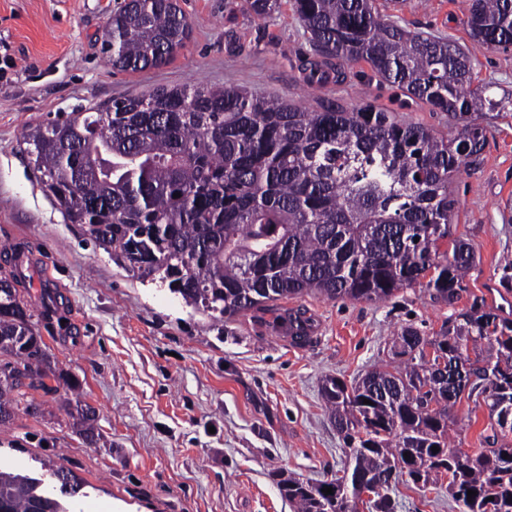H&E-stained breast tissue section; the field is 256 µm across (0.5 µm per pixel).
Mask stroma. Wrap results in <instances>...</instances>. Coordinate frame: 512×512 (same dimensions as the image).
I'll list each match as a JSON object with an SVG mask.
<instances>
[{"mask_svg": "<svg viewBox=\"0 0 512 512\" xmlns=\"http://www.w3.org/2000/svg\"><path fill=\"white\" fill-rule=\"evenodd\" d=\"M121 0H0V248L35 264L26 299L36 311L52 294L56 319L32 321L50 356L45 387L22 390L21 406L0 425V466L39 477L64 464L86 498L105 512H294L279 483L293 476L320 483L346 460L325 407L321 383L352 381L390 359L403 327L432 336L453 310L484 303L512 315V108L480 119V163L452 185L450 232L474 253L460 299L448 304L424 288L386 300L352 301L306 294L281 308L310 318V339L272 329V313L251 312L217 324L168 289L137 279L99 247L83 225L66 221L43 191L27 153L28 128L112 98L201 82L242 87L319 111L371 104L405 122L454 138L446 113L405 103L368 64L345 63L344 82L305 83L313 55L291 0L267 18L244 0H178L192 34L161 67L112 69L100 38ZM471 0H377L382 15L409 30L442 35L470 56L475 86L512 96V49L473 39L465 25ZM79 387L98 416V443L73 426L56 377ZM453 437L471 453L489 452L493 432L484 402L461 398L451 411ZM397 512H459L447 477L427 487L390 490Z\"/></svg>", "mask_w": 512, "mask_h": 512, "instance_id": "stroma-1", "label": "stroma"}]
</instances>
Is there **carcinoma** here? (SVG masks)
<instances>
[{
    "mask_svg": "<svg viewBox=\"0 0 512 512\" xmlns=\"http://www.w3.org/2000/svg\"><path fill=\"white\" fill-rule=\"evenodd\" d=\"M245 2L265 18L278 0ZM293 7L316 53L308 85L330 78L325 59L337 60L338 82L343 63L363 61L407 98L448 113L460 136L439 137L373 106L312 112L238 87H162L32 128L25 141L44 191L126 268L216 321L309 292L377 301L423 286L454 304L474 256L460 239L440 251L455 206L450 186L477 165L486 139L478 119L501 102L473 86L465 51L408 31L375 0ZM466 24L483 44L512 46V0H472ZM190 35L178 0H123L106 24L103 53L115 69L140 71L166 63ZM14 259L15 270L0 276V354L11 357L0 366V424L18 409L21 388L51 390L49 356L19 292L31 275L19 252ZM274 321L306 337L302 313ZM393 355L404 365L375 367L350 385L323 380L347 464L329 482L285 479L282 494L296 512H345L369 487L370 512H396L391 485L446 473L459 512H512V444L470 454L448 441L450 410L475 379L494 386L484 401L512 433V319L462 309L432 338L402 329ZM76 412L94 440L95 410L79 404ZM51 474L70 480L73 493L55 495L39 479L0 469V512H69L86 496L64 465Z\"/></svg>",
    "mask_w": 512,
    "mask_h": 512,
    "instance_id": "carcinoma-1",
    "label": "carcinoma"
}]
</instances>
